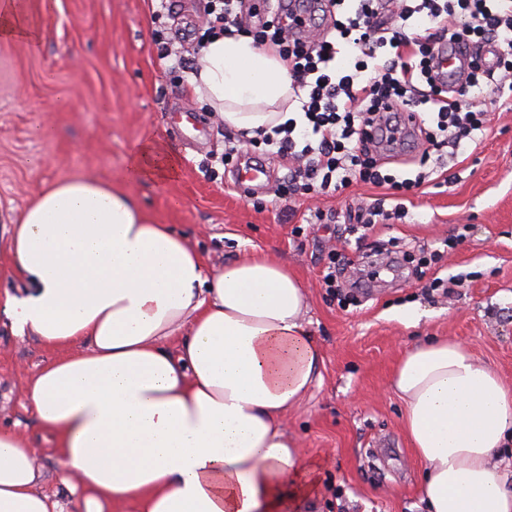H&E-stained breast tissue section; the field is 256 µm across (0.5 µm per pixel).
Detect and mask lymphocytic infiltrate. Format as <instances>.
I'll list each match as a JSON object with an SVG mask.
<instances>
[{
	"instance_id": "f902f5d3",
	"label": "lymphocytic infiltrate",
	"mask_w": 512,
	"mask_h": 512,
	"mask_svg": "<svg viewBox=\"0 0 512 512\" xmlns=\"http://www.w3.org/2000/svg\"><path fill=\"white\" fill-rule=\"evenodd\" d=\"M286 13L268 14L256 31L260 44L275 50L294 79L304 115L264 136L265 144L288 157L281 193L333 195L352 183L388 187L393 208L377 199L365 212L337 213V221L367 228L404 216L402 199L421 186L434 150L474 140L486 113L464 110L448 83L432 70L435 50L453 43L470 54L465 85L504 90L512 77V0H295ZM427 22L415 32L417 19ZM497 51L486 68L479 51ZM428 111L416 132L406 133L403 111ZM413 142L422 170L400 179L383 172L385 147Z\"/></svg>"
}]
</instances>
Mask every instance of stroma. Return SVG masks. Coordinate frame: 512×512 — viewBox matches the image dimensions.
I'll list each match as a JSON object with an SVG mask.
<instances>
[{
  "mask_svg": "<svg viewBox=\"0 0 512 512\" xmlns=\"http://www.w3.org/2000/svg\"><path fill=\"white\" fill-rule=\"evenodd\" d=\"M39 27L38 48L0 40V295L17 292L7 240L13 221L45 181L80 170L106 178L155 135L180 160L168 182L131 185L160 223L185 234L208 267L252 250L287 262L308 294V329L324 364L284 418L318 466L321 495L310 512H426L422 466L403 431L392 369L418 343L448 337L512 386V110L480 99L487 123L476 143L440 160L414 189L402 219L375 224L361 246L343 226L307 224L311 210L365 207L384 189L285 197L286 160L248 147L268 184L242 192L224 162L229 131L200 108L180 60L195 55L208 0H22ZM171 54L160 58L161 46ZM111 111H101V103ZM42 122L53 139L34 136ZM459 237L454 249L443 241ZM351 265L336 292L322 285L330 250ZM438 253L423 276L414 262ZM443 288L431 289L433 279ZM55 353L15 335L0 313V425L26 433L45 474L43 493L81 512L50 442L25 407L26 381Z\"/></svg>",
  "mask_w": 512,
  "mask_h": 512,
  "instance_id": "stroma-1",
  "label": "stroma"
}]
</instances>
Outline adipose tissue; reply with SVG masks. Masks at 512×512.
Returning a JSON list of instances; mask_svg holds the SVG:
<instances>
[{
	"mask_svg": "<svg viewBox=\"0 0 512 512\" xmlns=\"http://www.w3.org/2000/svg\"><path fill=\"white\" fill-rule=\"evenodd\" d=\"M40 38L16 0H0V39ZM190 84L225 126L255 137L302 120L285 63L250 35L216 33ZM155 139L108 179H54L14 223L0 297L12 331L59 355L25 387L84 512H283L318 491L316 468L283 417L319 378L307 296L287 263L246 252L214 272L129 191L172 180ZM391 384L424 467L429 512H512L494 460L512 434V388L462 343L406 351ZM28 438L0 427V512H63L38 493Z\"/></svg>",
	"mask_w": 512,
	"mask_h": 512,
	"instance_id": "obj_1",
	"label": "adipose tissue"
}]
</instances>
